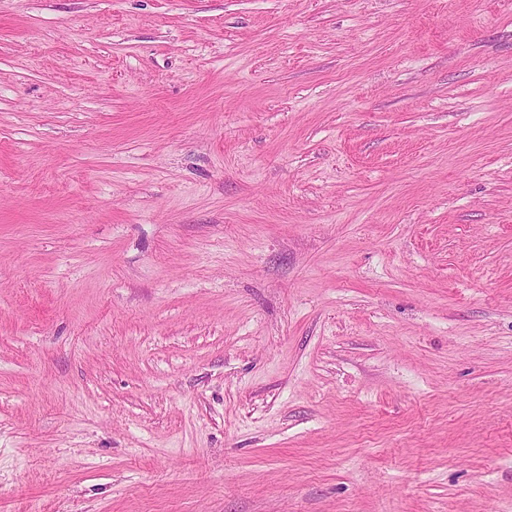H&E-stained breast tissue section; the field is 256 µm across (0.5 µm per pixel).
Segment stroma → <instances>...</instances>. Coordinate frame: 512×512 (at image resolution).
I'll list each match as a JSON object with an SVG mask.
<instances>
[{"instance_id":"stroma-1","label":"stroma","mask_w":512,"mask_h":512,"mask_svg":"<svg viewBox=\"0 0 512 512\" xmlns=\"http://www.w3.org/2000/svg\"><path fill=\"white\" fill-rule=\"evenodd\" d=\"M0 512H512V0H0Z\"/></svg>"}]
</instances>
